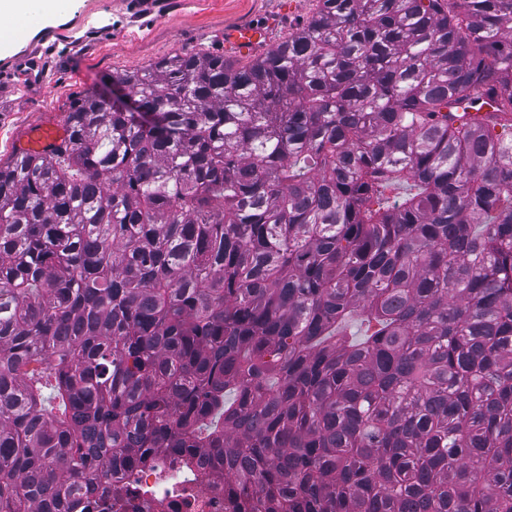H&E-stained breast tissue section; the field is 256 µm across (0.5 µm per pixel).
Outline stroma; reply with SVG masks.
Returning <instances> with one entry per match:
<instances>
[{
    "label": "stroma",
    "instance_id": "stroma-1",
    "mask_svg": "<svg viewBox=\"0 0 512 512\" xmlns=\"http://www.w3.org/2000/svg\"><path fill=\"white\" fill-rule=\"evenodd\" d=\"M315 0H68L51 18L21 25L0 52V159L41 122H64L71 100L105 93L113 71L182 52L245 57L224 47L225 29L263 22L269 45L306 23Z\"/></svg>",
    "mask_w": 512,
    "mask_h": 512
}]
</instances>
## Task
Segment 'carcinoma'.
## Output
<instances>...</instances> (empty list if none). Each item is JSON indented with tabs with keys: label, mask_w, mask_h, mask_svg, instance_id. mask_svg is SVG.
<instances>
[{
	"label": "carcinoma",
	"mask_w": 512,
	"mask_h": 512,
	"mask_svg": "<svg viewBox=\"0 0 512 512\" xmlns=\"http://www.w3.org/2000/svg\"><path fill=\"white\" fill-rule=\"evenodd\" d=\"M111 78L152 126L88 91L0 162V512L158 451L231 512H512V0Z\"/></svg>",
	"instance_id": "obj_1"
}]
</instances>
